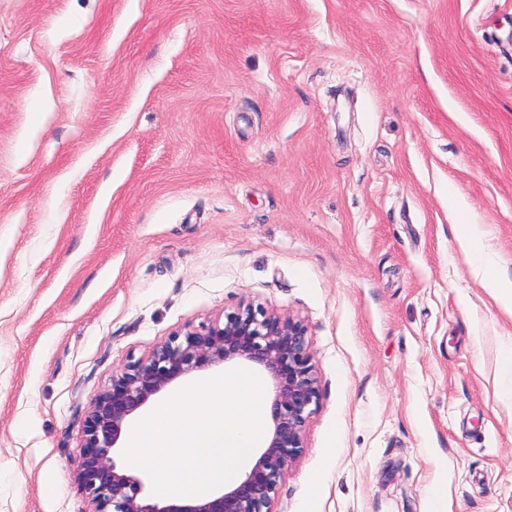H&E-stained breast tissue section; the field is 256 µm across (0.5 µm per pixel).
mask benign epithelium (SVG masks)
<instances>
[{"label": "benign epithelium", "instance_id": "benign-epithelium-1", "mask_svg": "<svg viewBox=\"0 0 512 512\" xmlns=\"http://www.w3.org/2000/svg\"><path fill=\"white\" fill-rule=\"evenodd\" d=\"M303 321L262 306L239 304L198 326L186 325L112 375L89 403L79 450L71 460L88 512H275L289 466L302 454L306 423L319 405L320 381ZM248 362L272 381V430L239 483L217 497L162 505L142 478L118 466L113 453L129 420L173 382L194 372Z\"/></svg>", "mask_w": 512, "mask_h": 512}]
</instances>
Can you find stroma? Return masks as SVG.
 Here are the masks:
<instances>
[{"instance_id":"35a3bbf8","label":"stroma","mask_w":512,"mask_h":512,"mask_svg":"<svg viewBox=\"0 0 512 512\" xmlns=\"http://www.w3.org/2000/svg\"><path fill=\"white\" fill-rule=\"evenodd\" d=\"M461 211L512 277V0H0V512H88L91 399L243 302L320 380L275 512H512Z\"/></svg>"}]
</instances>
